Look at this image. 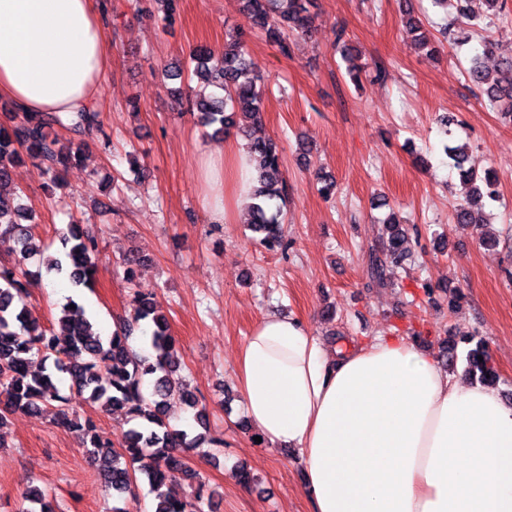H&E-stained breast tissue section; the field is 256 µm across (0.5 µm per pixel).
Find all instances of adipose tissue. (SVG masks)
Instances as JSON below:
<instances>
[{
  "label": "adipose tissue",
  "mask_w": 512,
  "mask_h": 512,
  "mask_svg": "<svg viewBox=\"0 0 512 512\" xmlns=\"http://www.w3.org/2000/svg\"><path fill=\"white\" fill-rule=\"evenodd\" d=\"M111 31L97 0H0V98L24 112H79L99 96ZM244 145L209 151L224 191ZM237 382L249 422L297 449L313 512H512V402L443 370L401 336L342 345L273 313L247 336Z\"/></svg>",
  "instance_id": "adipose-tissue-1"
}]
</instances>
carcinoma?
I'll return each mask as SVG.
<instances>
[{
  "instance_id": "carcinoma-1",
  "label": "carcinoma",
  "mask_w": 512,
  "mask_h": 512,
  "mask_svg": "<svg viewBox=\"0 0 512 512\" xmlns=\"http://www.w3.org/2000/svg\"><path fill=\"white\" fill-rule=\"evenodd\" d=\"M458 30L448 33V43L470 41L485 29L488 16L470 13L469 0H455ZM242 11L251 28L264 34L288 55V34L311 33L314 17L313 0H242ZM406 23L420 49L438 51L405 5ZM190 77L212 85L224 95L201 97L191 103L198 123L213 128V135L234 133L247 140V148L258 161L257 186L249 214V230L258 235L261 246L270 251L288 250V239L280 219V202L288 194L285 180L279 178L282 152L272 138L250 139V128L263 121L262 79L246 57L244 42L229 38L224 51L198 48L191 54ZM467 80L487 98L491 108L512 120V58L499 63L498 77L490 73L481 58H472L466 69ZM10 125H0V243H12L14 258L0 259V448L4 446L5 429L18 413H40L50 402H56L52 424L75 434L89 461L120 498L140 480L153 495L150 512H204L209 502L196 492L180 499L170 492V485L182 479L200 482L198 473L187 463V453L204 445H220L222 441L209 435L206 407L199 406L196 394L180 375L181 360L166 317L151 297L134 292L129 316L121 320L112 335L103 337L92 330L83 305L74 299L64 304L56 325L45 328L30 315L25 302L28 271L25 261L33 254H44L40 239L28 223L30 215L21 203L23 191L13 182V169L27 159L44 165L50 183L58 186V165L81 161L82 138L101 129V113L95 109L61 115L57 112H17L9 117ZM70 133L62 141L57 129ZM449 165L457 170L463 182L471 185L473 199L454 208V220L463 225L481 221L472 207L485 199L498 198L496 182L488 171L479 174L468 161L467 146L445 145ZM388 238L380 250L369 255L367 287L391 285L386 272L399 268L412 258L408 228L396 216L385 223ZM63 253L47 260L46 272L65 277L74 288L92 285L95 260L99 254L97 235L69 224L62 235ZM146 336L147 355L136 354L130 344L136 333ZM467 345L468 376L491 387L501 378L484 340L463 338ZM69 377V393L63 394L56 382L58 375ZM84 402L101 411L125 410L128 428L118 442L102 436L94 421L81 418L74 403ZM177 402L194 413L195 428H184L170 419V405ZM25 512H55L46 491L29 485L25 493Z\"/></svg>"
}]
</instances>
